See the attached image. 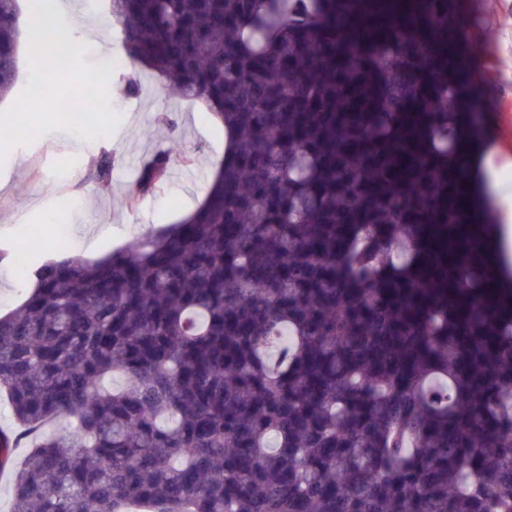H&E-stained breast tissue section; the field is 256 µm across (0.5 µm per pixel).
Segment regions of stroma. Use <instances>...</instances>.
<instances>
[{
  "label": "stroma",
  "mask_w": 512,
  "mask_h": 512,
  "mask_svg": "<svg viewBox=\"0 0 512 512\" xmlns=\"http://www.w3.org/2000/svg\"><path fill=\"white\" fill-rule=\"evenodd\" d=\"M70 2V13L60 21L77 42L78 67L99 76L91 107L98 120L80 131L47 110L26 118L20 102L36 70L35 51L20 47L14 92L0 99V113L18 118L14 124L0 123V250L13 260L12 265H0L4 312L27 298L31 287L26 272L46 257L97 260L152 228L181 220L204 197L224 138L223 128L205 108L176 103L149 73L140 75L141 94H128L119 80L126 57L107 4L95 12V30L89 34L72 22L73 14L83 10L82 0ZM511 22L512 8L504 0H448V27L466 31L464 53L473 61L468 103L482 106L485 84L476 64L499 55L500 39ZM171 109L178 112L183 149L193 163L173 161L160 191L135 211L117 208L114 201L130 183V170L139 169L152 151L166 145V131L156 117ZM105 149L115 150L117 163L104 187L85 181L84 175L91 157Z\"/></svg>",
  "instance_id": "stroma-1"
}]
</instances>
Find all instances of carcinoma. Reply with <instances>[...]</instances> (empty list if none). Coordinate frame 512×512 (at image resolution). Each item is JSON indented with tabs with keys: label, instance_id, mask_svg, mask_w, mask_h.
I'll list each match as a JSON object with an SVG mask.
<instances>
[{
	"label": "carcinoma",
	"instance_id": "carcinoma-1",
	"mask_svg": "<svg viewBox=\"0 0 512 512\" xmlns=\"http://www.w3.org/2000/svg\"><path fill=\"white\" fill-rule=\"evenodd\" d=\"M416 8L375 42L348 0H110L129 63L230 149L190 217L39 264L0 316V391L34 433L18 463L0 430L9 512H512V270L442 231L476 191L455 146L483 133L447 0ZM18 18L0 0V98ZM485 278L509 293L480 301Z\"/></svg>",
	"mask_w": 512,
	"mask_h": 512
}]
</instances>
